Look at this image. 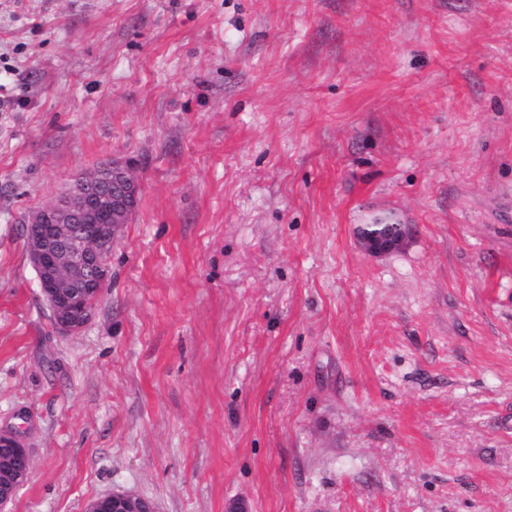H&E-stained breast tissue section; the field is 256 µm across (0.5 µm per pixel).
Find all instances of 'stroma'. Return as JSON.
I'll list each match as a JSON object with an SVG mask.
<instances>
[{
    "label": "stroma",
    "mask_w": 512,
    "mask_h": 512,
    "mask_svg": "<svg viewBox=\"0 0 512 512\" xmlns=\"http://www.w3.org/2000/svg\"><path fill=\"white\" fill-rule=\"evenodd\" d=\"M113 158L138 206L62 336L21 219ZM22 418L7 512H512V0H0ZM400 224L391 221L390 216H377L372 222L358 227L357 237L363 250L379 256L396 250L405 238V232L396 233L392 228ZM153 502L141 495L124 490H113L89 502L85 512H156Z\"/></svg>",
    "instance_id": "stroma-1"
}]
</instances>
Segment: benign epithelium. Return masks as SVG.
<instances>
[{"label": "benign epithelium", "mask_w": 512, "mask_h": 512, "mask_svg": "<svg viewBox=\"0 0 512 512\" xmlns=\"http://www.w3.org/2000/svg\"><path fill=\"white\" fill-rule=\"evenodd\" d=\"M139 192L132 165L114 159L77 177L54 203L25 216L27 258L62 334L77 335L92 319L89 298L110 281L112 245L129 222ZM395 226L388 216L360 225V246L372 256L399 248L405 233L392 231ZM25 437L19 428L0 427V512L28 481L32 461ZM85 512H156V507L135 492L114 490L91 500Z\"/></svg>", "instance_id": "obj_1"}]
</instances>
